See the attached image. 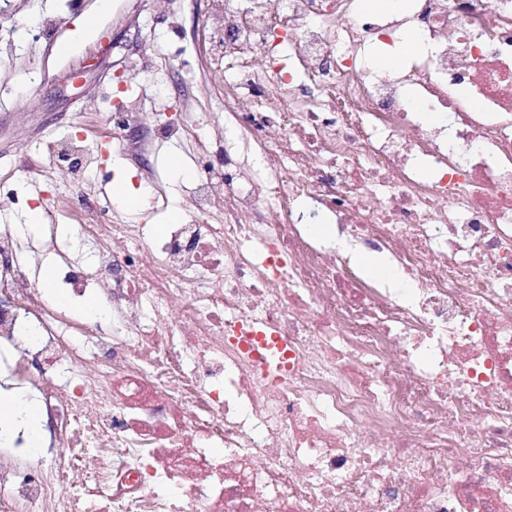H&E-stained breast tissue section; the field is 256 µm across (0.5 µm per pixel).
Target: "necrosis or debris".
I'll return each mask as SVG.
<instances>
[{
	"mask_svg": "<svg viewBox=\"0 0 512 512\" xmlns=\"http://www.w3.org/2000/svg\"><path fill=\"white\" fill-rule=\"evenodd\" d=\"M406 2L224 0L223 129L112 121L192 153L190 222H77L88 267L0 229V383L48 432L0 437V512H512V0ZM47 147L78 183L103 144ZM319 209L413 303L313 241ZM44 244L107 313L46 298ZM343 247L346 248L350 254V258L353 262H351L352 267L362 276V278L368 282L376 283V281L371 279H376L382 282L384 285L388 286L392 291L401 294H408L411 292L412 288L409 283L403 278V276L399 273L398 270L392 268L389 260L391 261L389 255L386 252H379L384 254L377 253L378 251L366 249L371 252L365 251L363 248H355L350 249L343 242ZM361 270H360V269ZM363 274L371 279L365 278Z\"/></svg>",
	"mask_w": 512,
	"mask_h": 512,
	"instance_id": "1",
	"label": "necrosis or debris"
}]
</instances>
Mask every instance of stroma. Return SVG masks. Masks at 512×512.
Returning a JSON list of instances; mask_svg holds the SVG:
<instances>
[{
	"instance_id": "stroma-1",
	"label": "stroma",
	"mask_w": 512,
	"mask_h": 512,
	"mask_svg": "<svg viewBox=\"0 0 512 512\" xmlns=\"http://www.w3.org/2000/svg\"><path fill=\"white\" fill-rule=\"evenodd\" d=\"M7 0L0 8V225L26 220L29 199L56 209L68 224L82 204L111 207L113 188L138 187L144 166L167 184L170 208L121 207L117 219L142 218L163 236L170 209H181L186 180L178 166L191 160L179 145L152 155L103 149L86 183L75 184L51 156L48 137L110 129L128 99L138 101L143 130L182 112L224 120V76L206 59L224 37L213 20L214 0ZM73 49L58 54L56 44Z\"/></svg>"
}]
</instances>
